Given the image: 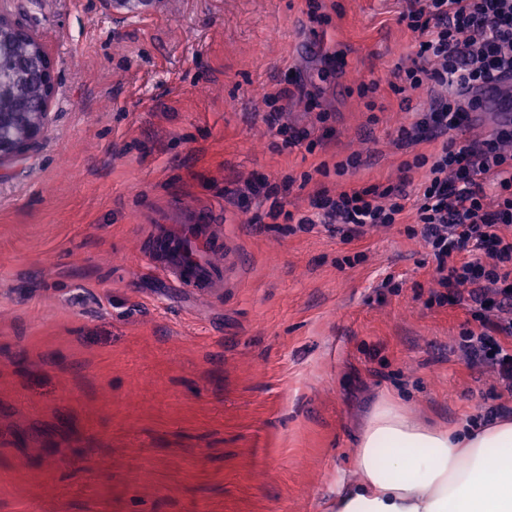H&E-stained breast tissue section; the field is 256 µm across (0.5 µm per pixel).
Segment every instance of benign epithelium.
Returning <instances> with one entry per match:
<instances>
[{"mask_svg":"<svg viewBox=\"0 0 512 512\" xmlns=\"http://www.w3.org/2000/svg\"><path fill=\"white\" fill-rule=\"evenodd\" d=\"M55 63L41 51L38 71L46 92L44 111L10 112L0 101V168L33 150L46 135L51 122L49 104L55 93Z\"/></svg>","mask_w":512,"mask_h":512,"instance_id":"1","label":"benign epithelium"}]
</instances>
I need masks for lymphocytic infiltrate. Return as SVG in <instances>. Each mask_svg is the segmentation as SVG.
<instances>
[{
  "instance_id": "obj_1",
  "label": "lymphocytic infiltrate",
  "mask_w": 512,
  "mask_h": 512,
  "mask_svg": "<svg viewBox=\"0 0 512 512\" xmlns=\"http://www.w3.org/2000/svg\"><path fill=\"white\" fill-rule=\"evenodd\" d=\"M419 34L418 60L397 75L411 89L438 86L429 111L400 125L398 140L439 141L431 154L402 165L400 183L318 191V221L337 232L363 235L397 223L410 200L414 170L425 169L415 202L420 235L436 262L441 287L467 295L478 330L463 336L461 350L489 367L512 389V351L488 332L487 311L503 314L500 332L512 335V128L457 146L448 131L462 128L478 106V85L512 78V0H409L403 15Z\"/></svg>"
}]
</instances>
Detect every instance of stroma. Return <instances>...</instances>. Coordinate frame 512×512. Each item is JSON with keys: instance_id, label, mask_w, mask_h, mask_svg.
Wrapping results in <instances>:
<instances>
[{"instance_id": "obj_1", "label": "stroma", "mask_w": 512, "mask_h": 512, "mask_svg": "<svg viewBox=\"0 0 512 512\" xmlns=\"http://www.w3.org/2000/svg\"><path fill=\"white\" fill-rule=\"evenodd\" d=\"M320 4L0 0L56 62L45 138L0 168V512H329L382 398L437 429L512 415L458 348L467 301L432 299L414 217L353 239L295 224L431 149L397 139L437 93L392 89L418 49L407 0ZM279 90L314 148L266 122ZM173 206L216 211L238 259L222 294L140 257L142 213Z\"/></svg>"}]
</instances>
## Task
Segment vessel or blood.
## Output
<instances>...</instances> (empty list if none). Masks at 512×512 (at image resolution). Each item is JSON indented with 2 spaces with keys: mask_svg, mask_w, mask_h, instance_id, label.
I'll list each match as a JSON object with an SVG mask.
<instances>
[{
  "mask_svg": "<svg viewBox=\"0 0 512 512\" xmlns=\"http://www.w3.org/2000/svg\"><path fill=\"white\" fill-rule=\"evenodd\" d=\"M482 112L498 127L512 126V80L502 79L475 92ZM150 230L142 251L146 262L163 269L180 288L211 294L224 285L227 251L209 210L177 208L149 212Z\"/></svg>",
  "mask_w": 512,
  "mask_h": 512,
  "instance_id": "b4317fda",
  "label": "vessel or blood"
}]
</instances>
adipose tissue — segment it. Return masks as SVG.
<instances>
[{
  "label": "adipose tissue",
  "instance_id": "obj_1",
  "mask_svg": "<svg viewBox=\"0 0 512 512\" xmlns=\"http://www.w3.org/2000/svg\"><path fill=\"white\" fill-rule=\"evenodd\" d=\"M330 512H512V417L447 431L381 400Z\"/></svg>",
  "mask_w": 512,
  "mask_h": 512
}]
</instances>
